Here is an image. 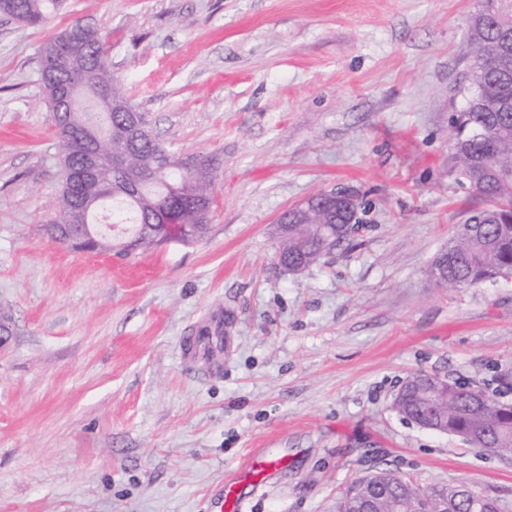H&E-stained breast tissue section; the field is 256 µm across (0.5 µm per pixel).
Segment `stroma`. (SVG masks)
Masks as SVG:
<instances>
[{
	"label": "stroma",
	"instance_id": "obj_1",
	"mask_svg": "<svg viewBox=\"0 0 512 512\" xmlns=\"http://www.w3.org/2000/svg\"><path fill=\"white\" fill-rule=\"evenodd\" d=\"M484 0H68L0 15V512H220L257 450L288 458L245 512H336L371 469L512 498V457L392 407L424 373L512 403V281L430 264L485 197L451 158ZM82 21L159 139L213 155L209 234L147 251L51 238L62 171L38 47ZM346 187L348 244L299 274L279 217ZM221 332L220 361L188 336ZM65 0H0V14L28 25L43 23L48 13L58 12Z\"/></svg>",
	"mask_w": 512,
	"mask_h": 512
}]
</instances>
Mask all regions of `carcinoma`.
I'll return each mask as SVG.
<instances>
[{"instance_id":"1","label":"carcinoma","mask_w":512,"mask_h":512,"mask_svg":"<svg viewBox=\"0 0 512 512\" xmlns=\"http://www.w3.org/2000/svg\"><path fill=\"white\" fill-rule=\"evenodd\" d=\"M65 0H0V14L28 25L43 23L48 13L58 12ZM499 26L481 27L471 23L469 44L474 58L473 76L482 86L472 87L464 109L454 117L456 130L453 160L461 181L492 205L470 212L456 234L448 241V276L436 279L440 288L459 290L487 280L512 279V112H502L494 102L502 95L512 96V85L500 79V60L496 47L500 32H512V9L499 4ZM87 55L75 60L86 69L93 85L112 87L118 99L125 94L112 73V63L97 30L86 26L80 31ZM60 33L38 50L39 75L49 109L53 112L60 149L62 183H67L72 170L81 166L87 141L76 131L94 124L98 139L94 149L99 153V177L112 185V223L125 230L136 243L126 250H148L162 242L152 233L158 210L166 206L177 224L193 229L186 239L190 244L205 237L210 229L213 210L203 211L199 204H213V164L208 159L182 156L169 150L147 125L139 139L119 135L124 122L121 112L106 114L98 105L91 89L75 92L72 109L60 110L58 92L65 89L67 75L49 78L44 52L62 43ZM324 193L309 197L305 210L288 209V235L277 253L280 265L291 273H300L317 260L348 242L356 232L346 223V216L328 207ZM56 219L48 232L63 242L74 225L88 219L94 224L99 208L83 215L82 203L60 187L55 200ZM434 377L418 373L406 379L405 395L394 401V409L415 422L434 413L442 416L448 433L460 435L472 426H480L492 434L485 448L512 456V404L502 402L481 388L463 389L454 383L435 392ZM485 398L479 410L472 409L474 400ZM465 483L419 486L411 479L390 470L377 472L353 482L339 505V512H352L354 492H370V512H427L434 500L448 503L447 512H512V500L487 492L471 498Z\"/></svg>"}]
</instances>
